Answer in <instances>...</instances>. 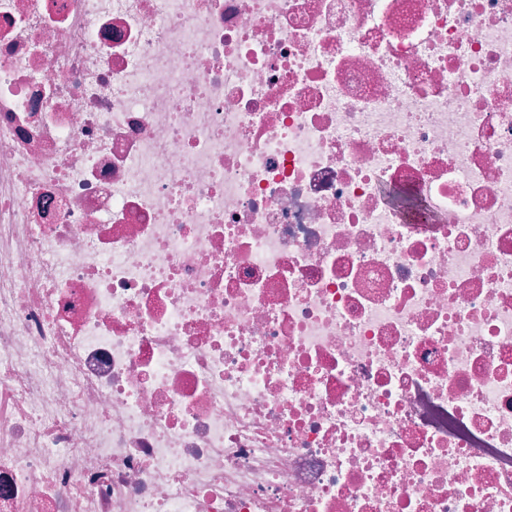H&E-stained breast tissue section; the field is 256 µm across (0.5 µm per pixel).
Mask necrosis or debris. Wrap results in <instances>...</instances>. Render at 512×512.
I'll use <instances>...</instances> for the list:
<instances>
[{
	"label": "necrosis or debris",
	"mask_w": 512,
	"mask_h": 512,
	"mask_svg": "<svg viewBox=\"0 0 512 512\" xmlns=\"http://www.w3.org/2000/svg\"><path fill=\"white\" fill-rule=\"evenodd\" d=\"M0 512H512V0H0Z\"/></svg>",
	"instance_id": "obj_1"
}]
</instances>
